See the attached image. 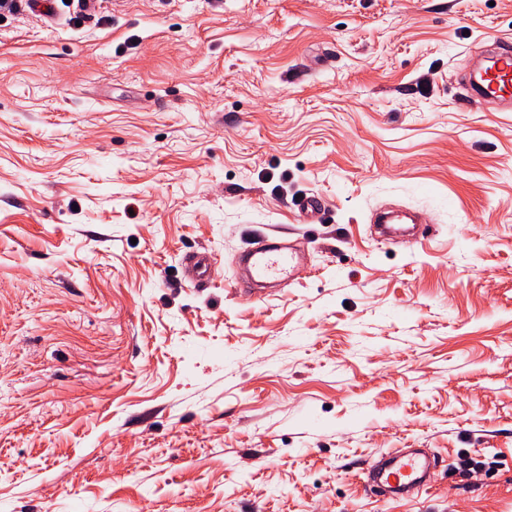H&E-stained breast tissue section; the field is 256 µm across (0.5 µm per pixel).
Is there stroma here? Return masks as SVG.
Here are the masks:
<instances>
[{"instance_id":"35a3bbf8","label":"stroma","mask_w":512,"mask_h":512,"mask_svg":"<svg viewBox=\"0 0 512 512\" xmlns=\"http://www.w3.org/2000/svg\"><path fill=\"white\" fill-rule=\"evenodd\" d=\"M491 35L512 0L5 15L0 512H512V112L460 85ZM267 236L304 269L250 302ZM406 448L428 492L367 495Z\"/></svg>"}]
</instances>
